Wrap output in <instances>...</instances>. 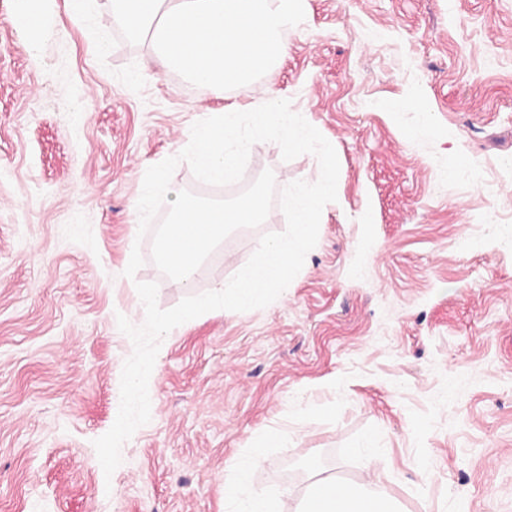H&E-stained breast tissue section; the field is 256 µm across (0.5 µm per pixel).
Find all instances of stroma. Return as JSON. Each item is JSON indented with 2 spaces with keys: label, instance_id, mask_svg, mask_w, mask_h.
<instances>
[{
  "label": "stroma",
  "instance_id": "1",
  "mask_svg": "<svg viewBox=\"0 0 512 512\" xmlns=\"http://www.w3.org/2000/svg\"><path fill=\"white\" fill-rule=\"evenodd\" d=\"M18 6L0 0V512H230L225 468L262 431L284 440L250 486L292 512L314 476L371 469L402 512H512V0H304L287 56L223 91L121 39L111 0L79 23L42 0L37 47ZM269 84L335 148L337 199L276 301L164 338L151 420L105 477L136 282L172 308L286 228L272 207L188 289L146 237L125 277L145 171ZM268 168L319 176L254 144L248 179Z\"/></svg>",
  "mask_w": 512,
  "mask_h": 512
}]
</instances>
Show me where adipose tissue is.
Masks as SVG:
<instances>
[{
	"label": "adipose tissue",
	"instance_id": "ef3b65f1",
	"mask_svg": "<svg viewBox=\"0 0 512 512\" xmlns=\"http://www.w3.org/2000/svg\"><path fill=\"white\" fill-rule=\"evenodd\" d=\"M271 433L264 432L254 438L247 455L237 460L229 469L225 484L228 494L236 503V512H275L274 505L262 495L249 489L250 475L263 460V450L271 440ZM298 512H398L395 501L373 482H366L357 489H340L337 497H324L321 483H314L306 503Z\"/></svg>",
	"mask_w": 512,
	"mask_h": 512
}]
</instances>
